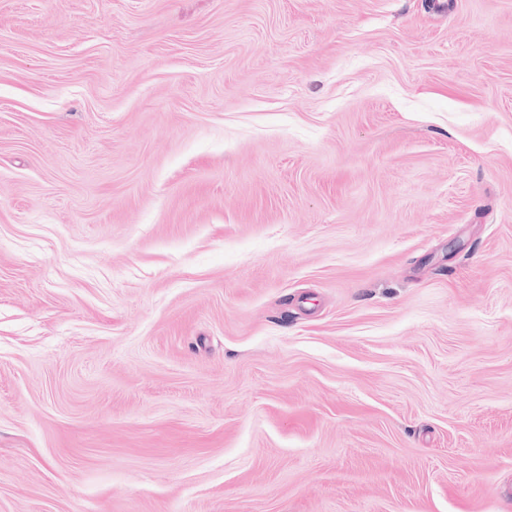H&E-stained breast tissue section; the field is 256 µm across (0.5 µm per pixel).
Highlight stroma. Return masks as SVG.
I'll return each instance as SVG.
<instances>
[{
  "label": "stroma",
  "mask_w": 512,
  "mask_h": 512,
  "mask_svg": "<svg viewBox=\"0 0 512 512\" xmlns=\"http://www.w3.org/2000/svg\"><path fill=\"white\" fill-rule=\"evenodd\" d=\"M0 512H512V0H0Z\"/></svg>",
  "instance_id": "stroma-1"
}]
</instances>
